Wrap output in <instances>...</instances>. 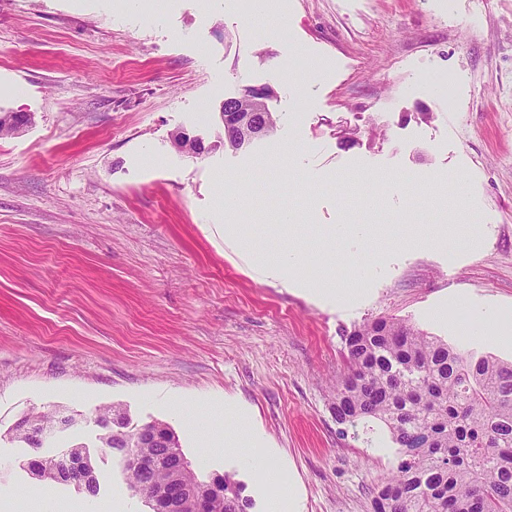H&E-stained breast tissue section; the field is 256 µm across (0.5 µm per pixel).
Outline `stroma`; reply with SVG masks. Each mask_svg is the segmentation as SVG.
<instances>
[{"mask_svg": "<svg viewBox=\"0 0 512 512\" xmlns=\"http://www.w3.org/2000/svg\"><path fill=\"white\" fill-rule=\"evenodd\" d=\"M482 2L0 0V116L32 118L0 138V503L147 512L96 440L116 406L242 483L251 512L291 491L295 512H370L394 450L329 410L344 332L393 316L512 360V0ZM250 85L279 121L235 151L221 110ZM181 131L201 153L175 150ZM285 208L302 277L335 300L269 271ZM334 224L387 233L336 240L326 264ZM448 225L457 248L415 244ZM54 409L76 422L42 451L85 446L96 493L42 500L34 451L6 438ZM201 413L233 447H207Z\"/></svg>", "mask_w": 512, "mask_h": 512, "instance_id": "obj_1", "label": "stroma"}]
</instances>
